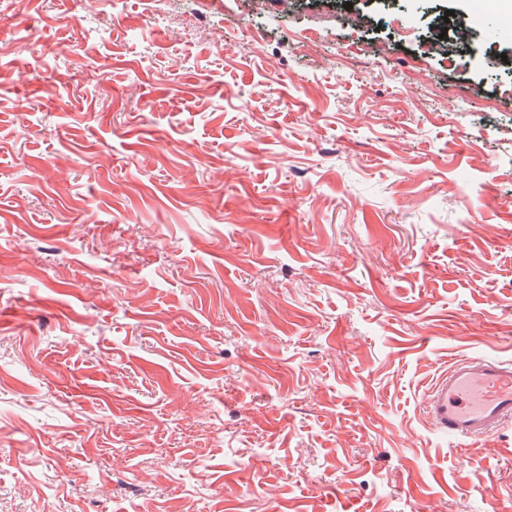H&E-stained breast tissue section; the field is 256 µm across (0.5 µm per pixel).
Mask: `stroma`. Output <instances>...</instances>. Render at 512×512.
<instances>
[{"mask_svg":"<svg viewBox=\"0 0 512 512\" xmlns=\"http://www.w3.org/2000/svg\"><path fill=\"white\" fill-rule=\"evenodd\" d=\"M87 2L0 0V512H512L423 412L512 360V20Z\"/></svg>","mask_w":512,"mask_h":512,"instance_id":"obj_1","label":"stroma"}]
</instances>
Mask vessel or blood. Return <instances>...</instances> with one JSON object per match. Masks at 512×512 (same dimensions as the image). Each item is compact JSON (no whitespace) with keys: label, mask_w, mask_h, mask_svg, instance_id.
Segmentation results:
<instances>
[{"label":"vessel or blood","mask_w":512,"mask_h":512,"mask_svg":"<svg viewBox=\"0 0 512 512\" xmlns=\"http://www.w3.org/2000/svg\"><path fill=\"white\" fill-rule=\"evenodd\" d=\"M425 412L454 441L495 435L512 424V362L489 354L457 359L435 381Z\"/></svg>","instance_id":"obj_1"}]
</instances>
